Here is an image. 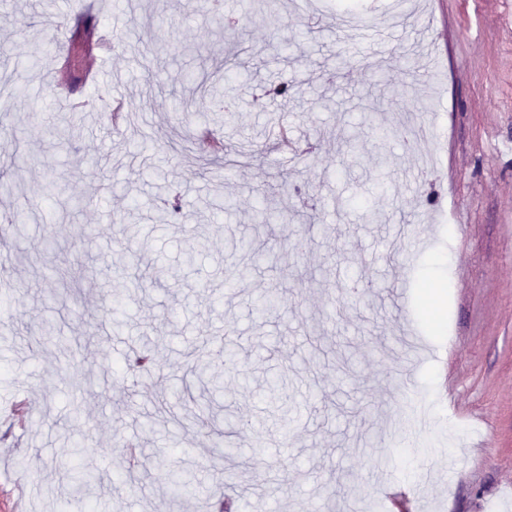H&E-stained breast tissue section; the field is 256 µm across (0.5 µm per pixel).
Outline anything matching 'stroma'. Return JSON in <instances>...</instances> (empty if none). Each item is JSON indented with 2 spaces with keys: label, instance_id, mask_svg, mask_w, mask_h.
<instances>
[{
  "label": "stroma",
  "instance_id": "stroma-1",
  "mask_svg": "<svg viewBox=\"0 0 512 512\" xmlns=\"http://www.w3.org/2000/svg\"><path fill=\"white\" fill-rule=\"evenodd\" d=\"M280 23L261 10L240 19L226 0L217 27L205 0H135L129 42L114 48L115 0H10L0 23L11 81L73 128L60 146L28 109L0 112V170L16 198L39 197L47 175L77 210L36 212L22 235L0 231L11 265L0 295V512H55L53 485L69 459L103 466L94 512H512V0H423L399 37L408 53L372 66L371 48L337 23L341 0L316 14L280 0ZM437 25L444 67L439 94L413 81ZM102 35L96 61L74 77L75 112L56 99L74 41ZM150 50L151 67L137 62ZM42 57L41 67L25 62ZM239 101L230 114L175 112L173 97L200 94L203 76ZM288 84V97L256 96ZM404 96L387 104L389 87ZM132 122L114 130V101ZM399 127L402 140L381 138ZM224 142L231 166L200 158V128ZM308 144L296 162L272 157L281 129ZM28 163L11 168L17 149ZM177 194L179 210L158 198ZM287 213L267 231L272 264L236 247L256 234L253 205ZM430 217L428 245L400 252L398 228ZM52 235L56 248L38 251ZM195 250V264L184 253ZM360 281L357 297L347 285ZM442 310L432 327L422 306L399 310L402 283ZM278 289L276 312L257 317L259 295ZM122 325L108 317L114 297ZM430 356L413 366L404 402L397 368L403 324ZM237 352L217 400L248 419L225 435L219 457L193 425L157 413L192 367ZM155 343L150 374L112 373L114 360ZM288 383V403L270 402L265 380ZM433 414L414 434V407ZM145 450L149 475L122 486V444ZM195 494L172 495L167 471Z\"/></svg>",
  "mask_w": 512,
  "mask_h": 512
}]
</instances>
